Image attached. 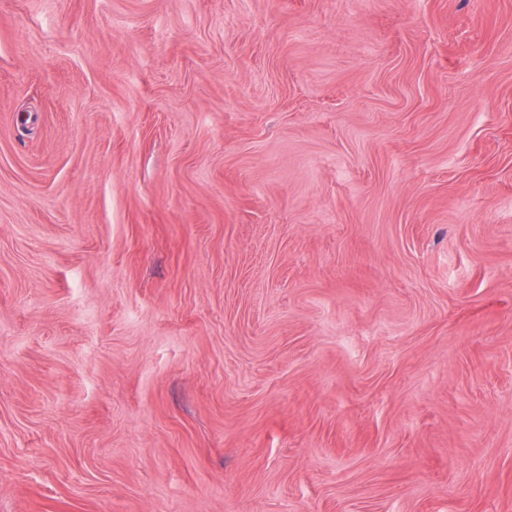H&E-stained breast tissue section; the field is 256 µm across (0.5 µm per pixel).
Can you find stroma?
<instances>
[{
  "label": "stroma",
  "instance_id": "1",
  "mask_svg": "<svg viewBox=\"0 0 512 512\" xmlns=\"http://www.w3.org/2000/svg\"><path fill=\"white\" fill-rule=\"evenodd\" d=\"M0 512H512V0H0Z\"/></svg>",
  "mask_w": 512,
  "mask_h": 512
}]
</instances>
